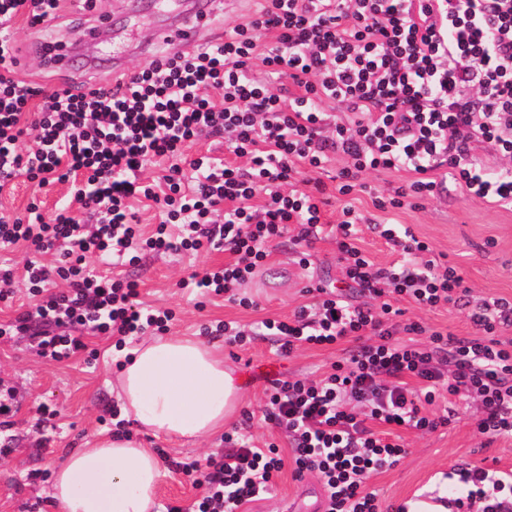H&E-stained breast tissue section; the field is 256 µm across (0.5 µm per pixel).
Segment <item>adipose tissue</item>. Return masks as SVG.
I'll return each mask as SVG.
<instances>
[{"label":"adipose tissue","mask_w":512,"mask_h":512,"mask_svg":"<svg viewBox=\"0 0 512 512\" xmlns=\"http://www.w3.org/2000/svg\"><path fill=\"white\" fill-rule=\"evenodd\" d=\"M117 398L138 431L194 441L223 430L243 393L241 376L205 339L150 336L117 372ZM163 472L137 437L98 435L54 473L56 512H155Z\"/></svg>","instance_id":"obj_1"}]
</instances>
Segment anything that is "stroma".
I'll return each mask as SVG.
<instances>
[{
  "label": "stroma",
  "instance_id": "35a3bbf8",
  "mask_svg": "<svg viewBox=\"0 0 512 512\" xmlns=\"http://www.w3.org/2000/svg\"><path fill=\"white\" fill-rule=\"evenodd\" d=\"M171 17L164 5H153L149 0H97L89 15L66 9L64 23L47 34L17 25L13 35L24 64L22 74L39 86L109 84L114 32L132 25L137 47L128 53L127 63L130 68H142L148 66L157 50L163 49L164 43L156 39L155 33ZM74 19L80 20L83 29H96L99 66L87 68L79 58L68 70L43 64L39 49L46 39L66 43L77 39L78 32L69 27ZM340 166V160L333 158L316 174L330 196L326 218L332 224L348 204L364 213L375 211L370 192L357 191L348 196L337 193L335 176ZM73 188L70 180L40 189L26 178H18L13 188L0 193V213L22 217L28 205L34 203L44 217H51ZM393 219L410 226L434 253L446 255L473 300L512 299V210L468 199L451 186L438 199L426 202L424 208L397 211ZM298 252L291 237L274 244L264 264L241 287L242 295L252 301L248 307L221 297H202L179 285L190 274H200L229 261V253L221 250L149 254L136 267L113 265L97 258L91 264L108 276L136 280L145 304L171 310L168 335L199 336L204 327L219 322H234L250 330V337L239 345L227 343L222 336L216 339L224 347L225 363L235 367L244 382L243 404L232 426L254 445L273 443L287 456L291 449L285 432L263 417L265 393L272 380L319 379L333 363L348 358L354 348L352 341L344 340L329 347L305 346L283 358L271 337L254 335L253 329L260 321L287 316L307 302L305 290L310 284L340 279L341 264L334 239L313 244L309 267L299 265ZM407 316L431 331L460 337L473 333L467 312L461 308L412 307ZM87 342L86 352L49 362L39 356L29 337L0 338V402L10 407L8 414H0V512H55L51 481L32 482L31 473H53L67 455L85 447L94 434L114 431L112 409L119 401L112 382L117 364L140 339L129 337L121 348L116 347L111 336H91ZM455 405L457 414L447 426L432 433L404 432V453L393 465L370 478L369 486L377 491L381 507L397 506L433 491L440 477L459 465L488 469L512 466V439L495 440L477 431L474 417L478 401L471 397L457 400ZM143 441L147 447L163 450L177 461L186 457L203 461L225 450L220 434L183 445L149 435ZM318 480V474L299 477L292 465H285L271 493L245 505L243 512H283L286 501L311 502Z\"/></svg>",
  "mask_w": 512,
  "mask_h": 512
}]
</instances>
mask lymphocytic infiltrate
Listing matches in <instances>:
<instances>
[{
    "instance_id": "obj_1",
    "label": "lymphocytic infiltrate",
    "mask_w": 512,
    "mask_h": 512,
    "mask_svg": "<svg viewBox=\"0 0 512 512\" xmlns=\"http://www.w3.org/2000/svg\"><path fill=\"white\" fill-rule=\"evenodd\" d=\"M62 3L0 0V191L21 176L42 187L83 178L52 219L34 205L24 219L0 215V247L26 249L25 276L42 295L0 323L1 338L30 337L58 361L86 351L91 336L164 331L172 312L145 307L136 281L98 274L92 256L134 266L149 253L222 249L230 262L181 282L215 296L233 295L292 227L301 263L327 237L343 263L342 285L309 286V303L259 324L283 357L305 343L356 344L323 378L267 390L264 417L287 434L291 460L226 435L224 454L175 462L202 495L166 512H238L269 494L289 462L296 474L319 473L328 512H380L370 477L404 453L402 431L448 423L423 412L442 390L477 396V430L512 437V343L496 337L512 327V299L470 307L476 336L400 342L425 330L403 321L398 301L458 306L468 291L454 266L389 218L437 198L449 179L468 198L512 208V0H259L246 20L225 23L223 43L160 52L130 82L78 93L23 79L10 35L19 20L50 29ZM203 135L223 138L234 162L186 159ZM476 142L504 165L488 169ZM332 154L342 196L368 174H399L374 199L384 219L348 205L338 224L323 222L314 174ZM162 161L160 181L144 182V167ZM142 199L162 209L146 238L133 210ZM367 222L399 261L377 266L357 246ZM50 252L54 264L42 263ZM456 492L461 503L483 501L482 512H512V484L497 471L468 467Z\"/></svg>"
}]
</instances>
